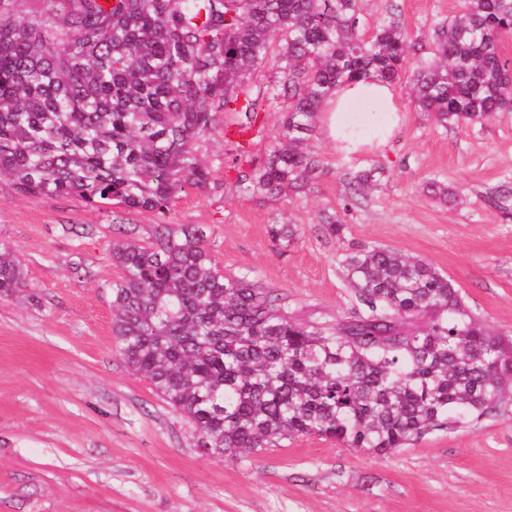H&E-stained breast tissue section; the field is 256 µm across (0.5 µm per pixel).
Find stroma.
Listing matches in <instances>:
<instances>
[{
    "label": "stroma",
    "mask_w": 512,
    "mask_h": 512,
    "mask_svg": "<svg viewBox=\"0 0 512 512\" xmlns=\"http://www.w3.org/2000/svg\"><path fill=\"white\" fill-rule=\"evenodd\" d=\"M462 0H366L365 29L399 15L414 39ZM404 121L382 150H336L313 193L267 200L236 183L218 117L199 151L206 188H186L165 213L93 208L69 196L17 194L0 178V245L28 273L32 297L0 298V512H512V402L494 416L436 430L377 456L321 436L242 460L202 454L188 420L132 375L112 339L113 238L148 244L160 224H202L224 275L251 273L297 319L336 321L353 306L340 261L385 246L430 261L488 329L512 337V219L485 199L512 186V109L485 125L440 128L395 82ZM377 168L379 185L329 236L322 214L342 208L338 176ZM456 197L441 201L430 181ZM293 225L288 247L270 236Z\"/></svg>",
    "instance_id": "35a3bbf8"
}]
</instances>
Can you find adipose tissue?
<instances>
[{
    "label": "adipose tissue",
    "mask_w": 512,
    "mask_h": 512,
    "mask_svg": "<svg viewBox=\"0 0 512 512\" xmlns=\"http://www.w3.org/2000/svg\"><path fill=\"white\" fill-rule=\"evenodd\" d=\"M395 90L392 84L378 81H355L343 84L331 97L322 112L321 128L324 137L344 145L346 151L357 152L363 149L379 150L385 147L399 127L400 116L392 111L383 123L370 122L362 126L354 139H345L340 116L349 101L357 99H378L393 103Z\"/></svg>",
    "instance_id": "adipose-tissue-1"
}]
</instances>
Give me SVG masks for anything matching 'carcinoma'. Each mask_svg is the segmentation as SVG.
<instances>
[{
    "mask_svg": "<svg viewBox=\"0 0 512 512\" xmlns=\"http://www.w3.org/2000/svg\"><path fill=\"white\" fill-rule=\"evenodd\" d=\"M362 0H0V177L18 193L163 212L209 184L198 142L215 114L256 127L259 101H289L265 160L238 168L255 196L306 195L325 166L309 144L342 84L407 76L414 108L443 129L512 105V0H465L434 27L432 57L396 16L362 29ZM377 168L340 177L342 213ZM488 200L512 216V192ZM281 247L295 236L275 224ZM112 335L126 367L191 423L205 455L242 459L321 435L382 454L496 414L512 394V338L491 333L430 262L364 247L341 267L354 310L304 323L247 275L216 268L206 231L159 224L116 238ZM29 287L0 246V297Z\"/></svg>",
    "mask_w": 512,
    "mask_h": 512,
    "instance_id": "cac0c4a2",
    "label": "carcinoma"
}]
</instances>
